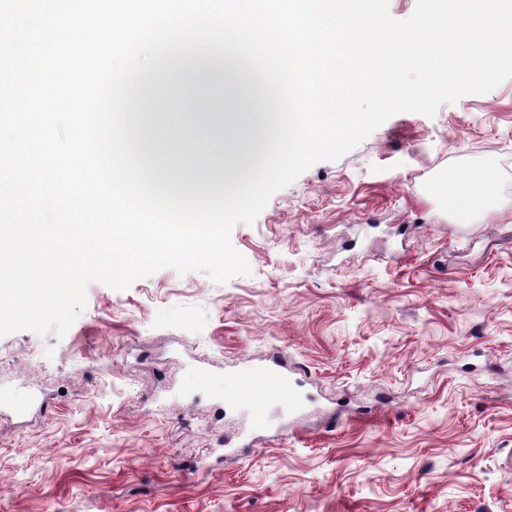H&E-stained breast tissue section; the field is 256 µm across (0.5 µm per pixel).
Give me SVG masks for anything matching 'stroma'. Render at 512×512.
<instances>
[{"label":"stroma","instance_id":"obj_1","mask_svg":"<svg viewBox=\"0 0 512 512\" xmlns=\"http://www.w3.org/2000/svg\"><path fill=\"white\" fill-rule=\"evenodd\" d=\"M268 139L231 117L183 152L244 176ZM488 172L454 219L449 177ZM231 242L249 274L92 282L65 335L0 337L32 401L0 407V512H512V78L393 115ZM273 354L300 413L237 377ZM495 196L494 179L482 176L477 181L452 178L448 181V201L459 218L470 217Z\"/></svg>","mask_w":512,"mask_h":512}]
</instances>
